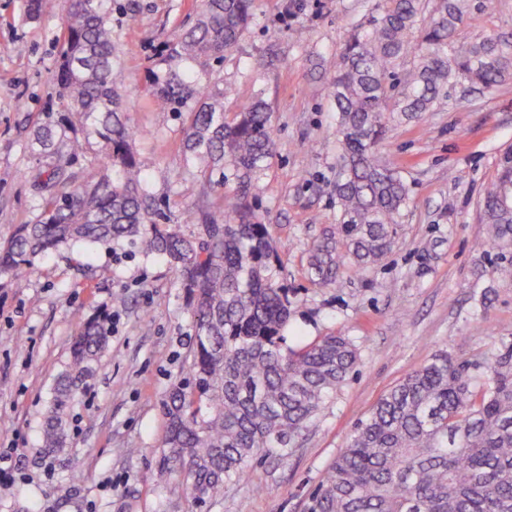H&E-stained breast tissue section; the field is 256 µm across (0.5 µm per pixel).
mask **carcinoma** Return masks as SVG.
I'll use <instances>...</instances> for the list:
<instances>
[{
    "instance_id": "obj_1",
    "label": "carcinoma",
    "mask_w": 512,
    "mask_h": 512,
    "mask_svg": "<svg viewBox=\"0 0 512 512\" xmlns=\"http://www.w3.org/2000/svg\"><path fill=\"white\" fill-rule=\"evenodd\" d=\"M254 0H198L192 26L164 43L148 95L163 112L185 113L181 152L206 185L230 165L239 186L228 221L205 205L187 211L196 237L171 223L152 196L124 112L122 59L112 33V0H71L61 18L58 81L67 138L52 128L33 141L55 163L30 174L40 218L0 244V276L26 285L35 258L74 244L113 249L129 242L167 258L194 318L186 375L165 395L163 464L193 506L244 482L259 454L288 459L359 358L346 336H323L293 349L286 330L291 302L268 225L253 201L254 174L270 157L271 115L261 100L224 112L215 66L237 49L253 20ZM465 0H380L369 29L356 32L328 83L337 112L334 193L339 223L309 253L322 285L344 268L364 271L392 250L409 199L402 172L378 153L387 114L418 118L448 84L463 78L492 87L512 78V34L470 44L452 40ZM100 158L84 177L70 159L88 147ZM491 249L512 255V149L503 153L481 200ZM111 315L81 318L69 372L57 388L43 444L63 447L74 390L108 341ZM308 512H512V343L483 366L439 352L383 394L336 456Z\"/></svg>"
}]
</instances>
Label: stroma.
Here are the masks:
<instances>
[{
    "label": "stroma",
    "instance_id": "1",
    "mask_svg": "<svg viewBox=\"0 0 512 512\" xmlns=\"http://www.w3.org/2000/svg\"><path fill=\"white\" fill-rule=\"evenodd\" d=\"M378 0H254V19L224 59V110L266 103L274 147L258 179V213L270 224L291 301L290 342L341 334L360 361L284 461L257 456L244 484L201 512H308L337 454L377 399L436 352L490 361L512 343V280L496 278L479 204L502 153L512 148V79L492 88L458 80L433 111L389 122L381 156L409 187L387 258L343 271L337 284L313 282L308 250L339 221L336 112L327 85L341 45L367 24ZM467 0L459 39L512 33V0L495 11ZM193 0H114L123 80L136 148L157 201L185 234L186 207L228 212L236 179L204 188L180 152L183 119L156 111L146 69L160 47L194 21ZM25 15L26 0H0V243L40 214L30 172L47 168L33 142L60 128L56 81L60 17ZM269 65L256 71L253 58ZM112 316L107 350L75 393L66 445L46 455L41 433L53 389L66 370L77 320ZM194 328L185 294L165 258L132 245H83L36 259L17 289L0 279V512H190L162 464V400L182 379ZM70 501H62V492Z\"/></svg>",
    "mask_w": 512,
    "mask_h": 512
}]
</instances>
